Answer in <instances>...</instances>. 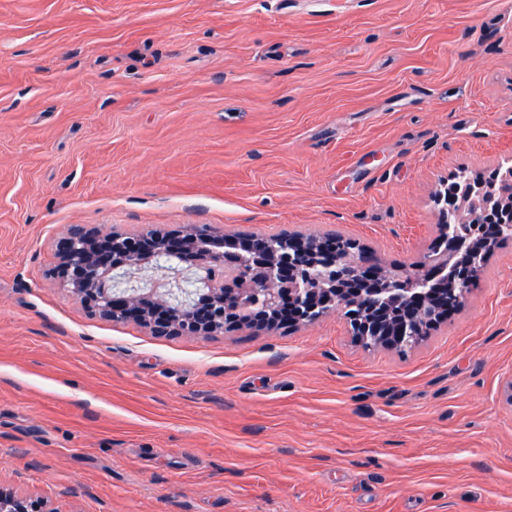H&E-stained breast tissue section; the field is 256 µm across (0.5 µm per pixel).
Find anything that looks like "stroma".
Listing matches in <instances>:
<instances>
[{"label": "stroma", "mask_w": 512, "mask_h": 512, "mask_svg": "<svg viewBox=\"0 0 512 512\" xmlns=\"http://www.w3.org/2000/svg\"><path fill=\"white\" fill-rule=\"evenodd\" d=\"M512 159V0H0V487L48 512H512V242L411 348L160 339L70 224L340 233L393 269Z\"/></svg>", "instance_id": "35a3bbf8"}]
</instances>
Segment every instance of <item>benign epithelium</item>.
I'll return each instance as SVG.
<instances>
[{
	"mask_svg": "<svg viewBox=\"0 0 512 512\" xmlns=\"http://www.w3.org/2000/svg\"><path fill=\"white\" fill-rule=\"evenodd\" d=\"M485 206L478 199H461L448 213L462 214ZM471 224L441 225L437 242L411 270L398 273L376 257L357 248L329 243L310 256L303 237L285 235L279 244L251 242L250 255L224 253V237L207 226H194L184 234H103L83 224H72L57 241L58 262L51 270L98 314L115 322H135L159 338L209 336L230 327L275 330L282 325L309 324L331 310L346 309L354 336H378V346L393 349L397 337L410 327L426 336L452 308L443 304L434 319L425 317L427 292L421 287L437 280L448 264L470 254L471 263L484 262L485 252L512 241V214L493 216ZM148 268L154 277L146 287H120L116 274ZM343 269L367 281L380 278L404 290L408 316L398 329L386 319L361 318L370 296L359 291L343 296L336 283Z\"/></svg>",
	"mask_w": 512,
	"mask_h": 512,
	"instance_id": "1",
	"label": "benign epithelium"
}]
</instances>
